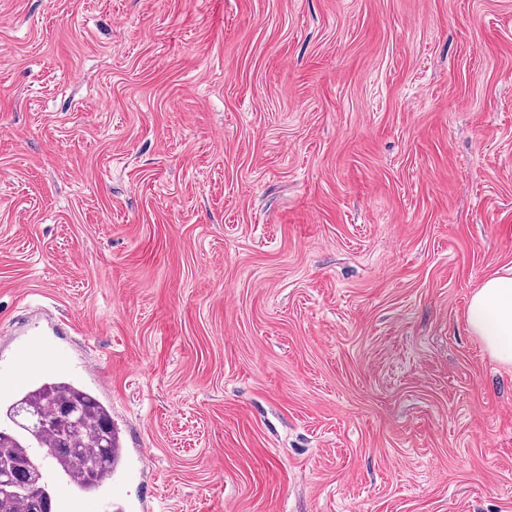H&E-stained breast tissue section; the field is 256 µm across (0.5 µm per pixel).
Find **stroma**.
Masks as SVG:
<instances>
[{
    "label": "stroma",
    "mask_w": 512,
    "mask_h": 512,
    "mask_svg": "<svg viewBox=\"0 0 512 512\" xmlns=\"http://www.w3.org/2000/svg\"><path fill=\"white\" fill-rule=\"evenodd\" d=\"M506 268L512 0H0V364L151 512H512ZM466 322L490 357L512 366V270L485 279L472 293Z\"/></svg>",
    "instance_id": "stroma-1"
}]
</instances>
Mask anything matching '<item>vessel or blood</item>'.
Returning <instances> with one entry per match:
<instances>
[{"instance_id": "obj_1", "label": "vessel or blood", "mask_w": 512, "mask_h": 512, "mask_svg": "<svg viewBox=\"0 0 512 512\" xmlns=\"http://www.w3.org/2000/svg\"><path fill=\"white\" fill-rule=\"evenodd\" d=\"M56 357L55 349L41 341L21 345L15 363L0 368V402L10 403L23 388L35 384ZM147 463L148 456L143 449L120 448L116 451L115 466L104 488H82L70 475L58 469L46 471L45 480L55 493L59 512H124L126 505L115 486L120 479L143 472Z\"/></svg>"}]
</instances>
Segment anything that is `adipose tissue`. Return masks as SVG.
Wrapping results in <instances>:
<instances>
[{
	"label": "adipose tissue",
	"mask_w": 512,
	"mask_h": 512,
	"mask_svg": "<svg viewBox=\"0 0 512 512\" xmlns=\"http://www.w3.org/2000/svg\"><path fill=\"white\" fill-rule=\"evenodd\" d=\"M466 322L490 357L512 366V270L485 279L472 293Z\"/></svg>",
	"instance_id": "adipose-tissue-1"
}]
</instances>
